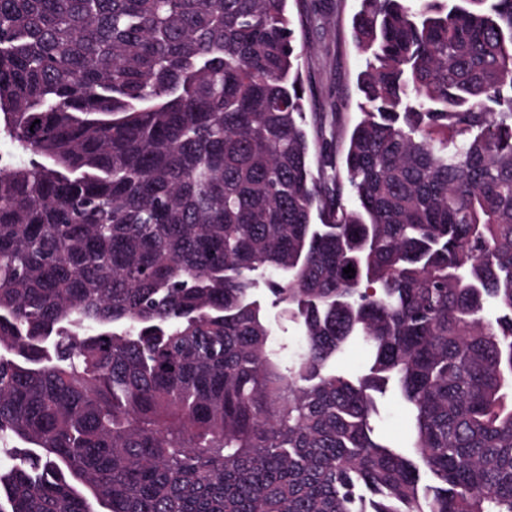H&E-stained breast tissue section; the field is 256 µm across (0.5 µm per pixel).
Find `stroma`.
I'll return each instance as SVG.
<instances>
[{
  "label": "stroma",
  "instance_id": "1",
  "mask_svg": "<svg viewBox=\"0 0 512 512\" xmlns=\"http://www.w3.org/2000/svg\"><path fill=\"white\" fill-rule=\"evenodd\" d=\"M359 0H312L317 23L299 25L297 36L306 47L304 79L306 107L311 112H338L345 128H353L362 118L358 108L357 77L366 66L364 55L352 43V19ZM254 295L266 310L275 341L282 345L283 362H291L301 343V328L286 312L266 285ZM376 412L371 423L378 436L397 447L407 444L408 414L395 385L374 395Z\"/></svg>",
  "mask_w": 512,
  "mask_h": 512
}]
</instances>
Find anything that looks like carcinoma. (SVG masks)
Segmentation results:
<instances>
[{"label": "carcinoma", "instance_id": "cac0c4a2", "mask_svg": "<svg viewBox=\"0 0 512 512\" xmlns=\"http://www.w3.org/2000/svg\"><path fill=\"white\" fill-rule=\"evenodd\" d=\"M287 2L0 0V512H512V0H360L344 153ZM254 295L266 310L275 341L284 347L281 358L283 365L288 366L300 346L301 328L286 312V305L277 301L263 281L255 289ZM369 358L368 348L361 343H354L336 359L332 364V369L338 374L354 379L366 372ZM376 414L371 423L375 433L400 448L407 444L408 414L404 400L393 383L382 391L372 392Z\"/></svg>", "mask_w": 512, "mask_h": 512}]
</instances>
